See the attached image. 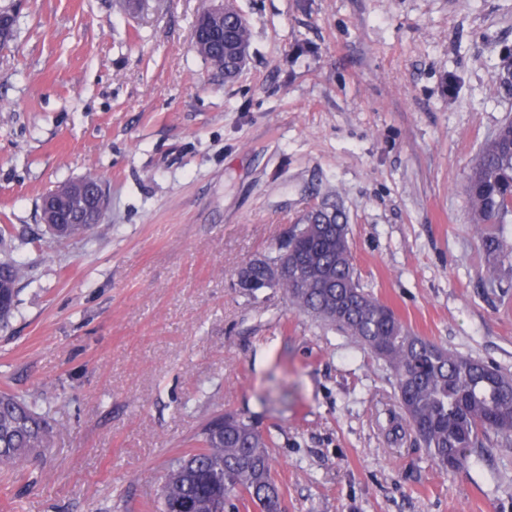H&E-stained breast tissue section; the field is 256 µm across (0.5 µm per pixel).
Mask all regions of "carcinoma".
Listing matches in <instances>:
<instances>
[{
	"instance_id": "1",
	"label": "carcinoma",
	"mask_w": 512,
	"mask_h": 512,
	"mask_svg": "<svg viewBox=\"0 0 512 512\" xmlns=\"http://www.w3.org/2000/svg\"><path fill=\"white\" fill-rule=\"evenodd\" d=\"M231 30L239 42L249 39L236 13L212 20L193 49L226 76L233 75L224 57L218 31ZM463 192L473 223L483 228L481 248L489 262L512 265V249L498 230L512 224V120L502 123L475 156ZM334 223L325 240L309 230L285 242L311 252V268L288 269L282 284L300 311L353 337L382 359L392 371L401 419L424 443L441 469L460 470L471 455L487 446L495 433L504 447L512 446V374L439 346L411 332L394 311L361 287L355 274L342 211L326 202L315 214L305 212L299 223ZM86 224H68L58 240H82ZM23 267L0 260V323L16 307ZM207 420L194 434L196 447L176 457L159 494V512H176L185 503L192 512L239 510L259 502L265 512H279L280 489L273 475L270 443L252 425L231 413ZM55 426L50 410L8 390L0 391V474L5 476L37 464L53 447Z\"/></svg>"
}]
</instances>
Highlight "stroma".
<instances>
[{"mask_svg": "<svg viewBox=\"0 0 512 512\" xmlns=\"http://www.w3.org/2000/svg\"><path fill=\"white\" fill-rule=\"evenodd\" d=\"M209 0H0V227L23 263L0 387L50 408L0 512H158L210 417L270 439L283 512H512V447L438 468L383 360L279 288L236 286L313 204L346 215L360 284L417 335L512 374V266L462 185L512 119V0H235L239 74L192 47ZM95 173L102 224L44 232ZM83 178L66 181L58 186L42 198V207L40 212V220L47 227L53 225L68 224L62 234H54L48 228L47 231L58 240H82L85 239L92 231L87 224H100L107 211L108 198L106 190L102 185L97 192L89 196V204L86 205L85 223L80 224L79 220L74 216L75 224L65 222L64 213L61 210V204L65 202L75 201L83 197L81 186ZM102 224V223H101Z\"/></svg>", "mask_w": 512, "mask_h": 512, "instance_id": "obj_1", "label": "stroma"}]
</instances>
